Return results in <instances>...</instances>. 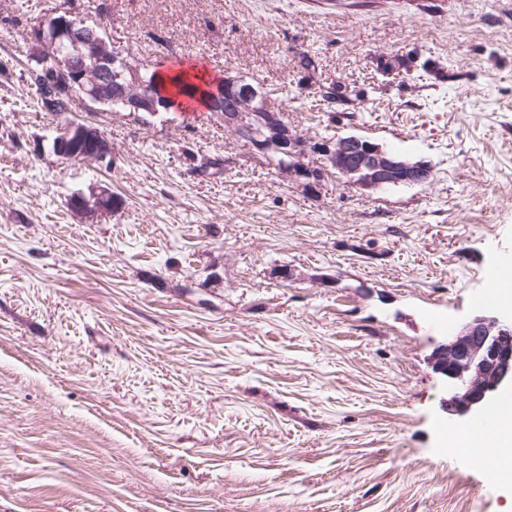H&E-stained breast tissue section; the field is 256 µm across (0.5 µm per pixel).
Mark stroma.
Returning <instances> with one entry per match:
<instances>
[{
    "label": "stroma",
    "mask_w": 512,
    "mask_h": 512,
    "mask_svg": "<svg viewBox=\"0 0 512 512\" xmlns=\"http://www.w3.org/2000/svg\"><path fill=\"white\" fill-rule=\"evenodd\" d=\"M55 6L135 67L258 82L308 142L431 178L310 190L202 106L40 111L29 33ZM70 120L111 161L56 156ZM103 189L111 213L71 208ZM492 267L512 0H0V512H512V482L454 453L431 366ZM85 128V141L88 139H95L93 142L88 143L85 148V155L96 161H102L110 154V146L108 141L102 136V132L98 127L93 125H84ZM99 135H101L99 137Z\"/></svg>",
    "instance_id": "1"
}]
</instances>
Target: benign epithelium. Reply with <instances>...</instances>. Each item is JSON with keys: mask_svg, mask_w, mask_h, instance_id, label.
<instances>
[{"mask_svg": "<svg viewBox=\"0 0 512 512\" xmlns=\"http://www.w3.org/2000/svg\"><path fill=\"white\" fill-rule=\"evenodd\" d=\"M58 32L71 39L75 57L59 58L42 53L46 42ZM30 39L37 47V67L29 69L34 84L43 88L57 82L65 73L69 99L82 101L91 111L100 99L112 96V77L108 72L112 63L122 59V53L108 51L106 39L98 35L87 20L68 10L56 9L32 28ZM79 57L97 60L93 79H87V71L77 64ZM121 99L125 100L127 112L154 110L158 104L149 91L131 100L125 95ZM255 125L266 131L264 139L256 144L258 154L280 153L293 160L292 176L309 182L319 179L320 171L302 162L312 144L288 127L283 113L252 109L224 113V126L242 135L249 133ZM83 138V125L69 121L56 128L52 150L69 161L74 145ZM317 150L344 177L365 189H377L394 182L425 184L431 176L430 168L424 163L411 162L356 136L320 143ZM85 154L96 161L106 159L110 154L108 141L98 137L87 144ZM71 206L77 211L110 213L112 195L106 190L92 199L76 195L71 199ZM433 365L446 377L449 419L459 425L478 424L487 417L502 394L512 392V320L504 319L492 310L476 312L469 320L455 326L446 340L435 348Z\"/></svg>", "mask_w": 512, "mask_h": 512, "instance_id": "1", "label": "benign epithelium"}]
</instances>
